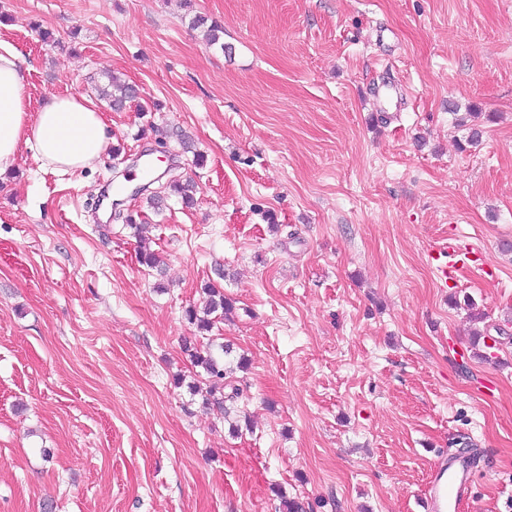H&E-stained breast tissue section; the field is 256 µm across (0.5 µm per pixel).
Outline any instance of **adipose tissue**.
I'll return each mask as SVG.
<instances>
[{"label":"adipose tissue","mask_w":512,"mask_h":512,"mask_svg":"<svg viewBox=\"0 0 512 512\" xmlns=\"http://www.w3.org/2000/svg\"><path fill=\"white\" fill-rule=\"evenodd\" d=\"M26 74L19 52L0 53V175L14 168L25 149L57 170L92 167L108 146L96 104L82 94L54 95L29 114Z\"/></svg>","instance_id":"1"}]
</instances>
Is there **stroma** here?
Masks as SVG:
<instances>
[{"instance_id": "obj_1", "label": "stroma", "mask_w": 512, "mask_h": 512, "mask_svg": "<svg viewBox=\"0 0 512 512\" xmlns=\"http://www.w3.org/2000/svg\"><path fill=\"white\" fill-rule=\"evenodd\" d=\"M4 49L30 112L109 73L137 97L102 107L94 168L25 150L0 176V512H276L279 489L428 512L462 442L481 461L458 512H512V0H0ZM145 152L192 207L137 192ZM451 236L470 253L444 280ZM217 280L235 309L212 335L249 361L236 436L173 384ZM191 28L201 29L207 45L223 48L224 27L217 20L207 15L197 13L192 18ZM169 191L166 196L153 195L150 198L152 208L155 210H162L167 205V200L170 196H175L185 205L189 206L194 203L195 185L192 182L177 183L169 186Z\"/></svg>"}]
</instances>
